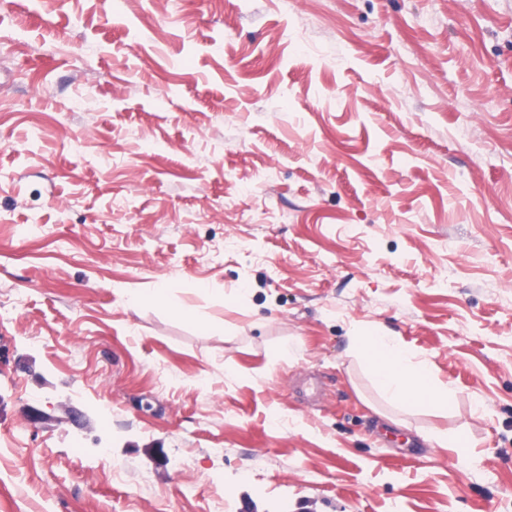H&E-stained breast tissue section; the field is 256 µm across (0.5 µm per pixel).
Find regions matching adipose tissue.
Segmentation results:
<instances>
[{
  "instance_id": "ef3b65f1",
  "label": "adipose tissue",
  "mask_w": 512,
  "mask_h": 512,
  "mask_svg": "<svg viewBox=\"0 0 512 512\" xmlns=\"http://www.w3.org/2000/svg\"><path fill=\"white\" fill-rule=\"evenodd\" d=\"M369 363L383 394L396 402L417 401L447 407L453 392L448 385L434 382L426 362L413 360L395 337L376 333L365 337Z\"/></svg>"
}]
</instances>
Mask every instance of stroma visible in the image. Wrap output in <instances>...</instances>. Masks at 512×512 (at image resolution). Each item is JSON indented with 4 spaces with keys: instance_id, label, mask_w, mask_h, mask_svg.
Here are the masks:
<instances>
[{
    "instance_id": "1",
    "label": "stroma",
    "mask_w": 512,
    "mask_h": 512,
    "mask_svg": "<svg viewBox=\"0 0 512 512\" xmlns=\"http://www.w3.org/2000/svg\"><path fill=\"white\" fill-rule=\"evenodd\" d=\"M373 331L448 409L382 395ZM489 501L512 0H0V512Z\"/></svg>"
}]
</instances>
